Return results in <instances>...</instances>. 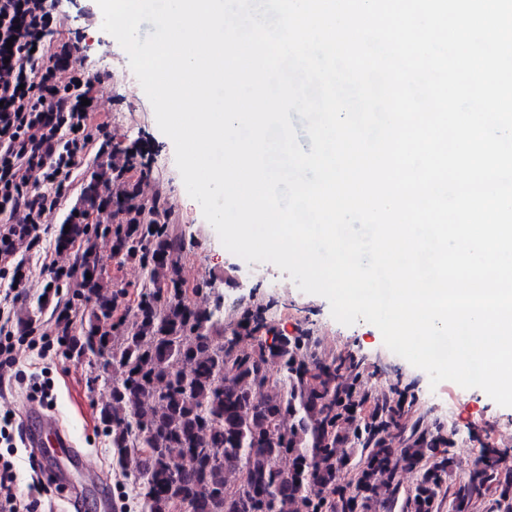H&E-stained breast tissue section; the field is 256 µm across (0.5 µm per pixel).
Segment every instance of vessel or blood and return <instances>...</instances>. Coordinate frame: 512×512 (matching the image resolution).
I'll return each instance as SVG.
<instances>
[{"mask_svg": "<svg viewBox=\"0 0 512 512\" xmlns=\"http://www.w3.org/2000/svg\"><path fill=\"white\" fill-rule=\"evenodd\" d=\"M50 401L26 402L21 409V417L26 426V447L40 452L48 462L47 473L52 481L58 482L62 495L69 501L73 512H84L87 501L85 495L76 493L58 474V460H66L67 464L83 472L95 486L97 493L94 499L98 512H111L112 495L98 472L89 464L86 455L78 448L74 437L60 423L57 416L50 414Z\"/></svg>", "mask_w": 512, "mask_h": 512, "instance_id": "1", "label": "vessel or blood"}]
</instances>
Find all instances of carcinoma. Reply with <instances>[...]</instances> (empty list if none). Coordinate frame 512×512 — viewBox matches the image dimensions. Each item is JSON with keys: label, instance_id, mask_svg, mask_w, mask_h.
I'll return each instance as SVG.
<instances>
[{"label": "carcinoma", "instance_id": "cac0c4a2", "mask_svg": "<svg viewBox=\"0 0 512 512\" xmlns=\"http://www.w3.org/2000/svg\"><path fill=\"white\" fill-rule=\"evenodd\" d=\"M112 154L127 162L112 167L114 188L90 180L78 210L108 191L115 219L70 217L57 237L61 248L87 239L69 303L79 334L66 319L61 333L66 355L95 361L110 389L100 418L143 512H512V468L488 435L474 434L479 456L454 477L448 427L419 414L414 383L378 390L354 350H324L302 324L283 334L272 296L226 308L211 281L189 285L165 205L142 212L129 184L134 150ZM100 236L144 273L132 304L99 265Z\"/></svg>", "mask_w": 512, "mask_h": 512}]
</instances>
